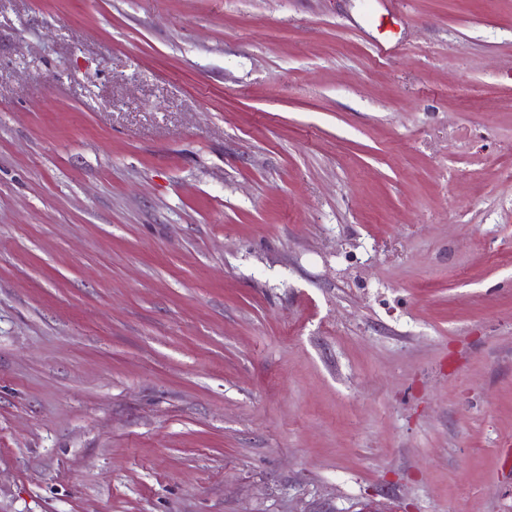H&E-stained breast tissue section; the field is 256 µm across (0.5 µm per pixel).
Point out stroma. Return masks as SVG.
<instances>
[{
	"mask_svg": "<svg viewBox=\"0 0 512 512\" xmlns=\"http://www.w3.org/2000/svg\"><path fill=\"white\" fill-rule=\"evenodd\" d=\"M0 512H512V0H0Z\"/></svg>",
	"mask_w": 512,
	"mask_h": 512,
	"instance_id": "obj_1",
	"label": "stroma"
}]
</instances>
